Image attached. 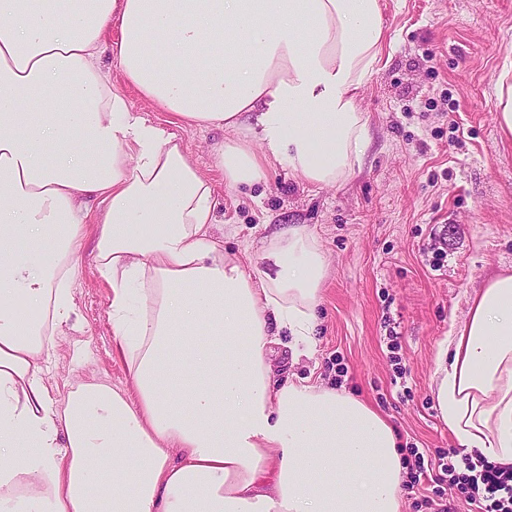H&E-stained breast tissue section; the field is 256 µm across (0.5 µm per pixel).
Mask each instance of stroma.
<instances>
[{
	"instance_id": "stroma-1",
	"label": "stroma",
	"mask_w": 512,
	"mask_h": 512,
	"mask_svg": "<svg viewBox=\"0 0 512 512\" xmlns=\"http://www.w3.org/2000/svg\"><path fill=\"white\" fill-rule=\"evenodd\" d=\"M388 46L360 94L369 119L360 170L316 187L275 162L263 182L225 183L211 147L225 132L183 128L144 99L111 53L102 67L131 110L183 140L220 207L224 250L268 266L269 236L294 224L327 259L316 352L289 373L344 386L397 429L408 472L404 512H433L444 486L433 470L454 447L431 390L435 359L474 292L512 270V142L495 118V85L512 57V0H381ZM73 311L55 337L44 379L62 403L79 383L131 388L113 351L109 288L91 251L73 259Z\"/></svg>"
}]
</instances>
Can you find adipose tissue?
Returning <instances> with one entry per match:
<instances>
[{"instance_id": "obj_1", "label": "adipose tissue", "mask_w": 512, "mask_h": 512, "mask_svg": "<svg viewBox=\"0 0 512 512\" xmlns=\"http://www.w3.org/2000/svg\"><path fill=\"white\" fill-rule=\"evenodd\" d=\"M113 26L142 97L228 131L212 152L230 185L282 159L348 180L386 41L380 0H0V512H403L389 421L269 359L314 354L317 238L273 235L259 275L225 253L211 180L100 70ZM89 241L133 388L81 383L58 406L44 364ZM433 382L464 453L512 466L511 271L470 299Z\"/></svg>"}]
</instances>
